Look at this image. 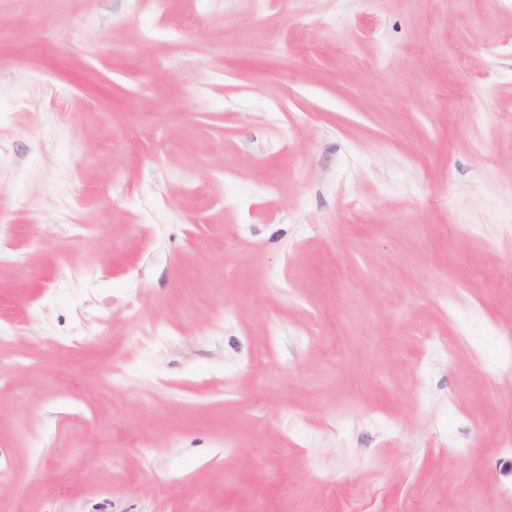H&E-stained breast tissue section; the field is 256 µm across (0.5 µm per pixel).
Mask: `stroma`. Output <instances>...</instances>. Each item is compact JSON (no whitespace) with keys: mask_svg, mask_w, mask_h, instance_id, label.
<instances>
[{"mask_svg":"<svg viewBox=\"0 0 512 512\" xmlns=\"http://www.w3.org/2000/svg\"><path fill=\"white\" fill-rule=\"evenodd\" d=\"M1 326L0 512H512V8L0 0Z\"/></svg>","mask_w":512,"mask_h":512,"instance_id":"obj_1","label":"stroma"}]
</instances>
